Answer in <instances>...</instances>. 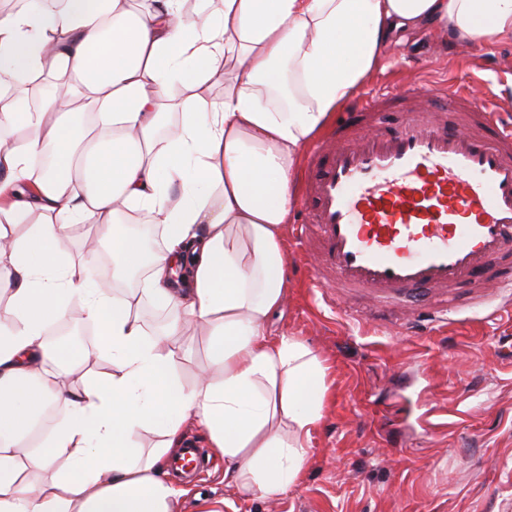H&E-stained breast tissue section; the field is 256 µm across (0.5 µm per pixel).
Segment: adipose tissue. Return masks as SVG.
Wrapping results in <instances>:
<instances>
[{"instance_id": "1", "label": "adipose tissue", "mask_w": 512, "mask_h": 512, "mask_svg": "<svg viewBox=\"0 0 512 512\" xmlns=\"http://www.w3.org/2000/svg\"><path fill=\"white\" fill-rule=\"evenodd\" d=\"M63 0L53 11L0 7V512H174L163 472L199 418L239 492L277 496L307 463L324 416L326 366L268 322L288 289L284 229L303 149L379 67L398 29L431 27L458 44L512 40V0ZM222 97L207 96L216 76ZM92 110L76 136L63 115ZM178 113L168 122L169 113ZM51 147L54 170L32 178ZM140 212L163 245L118 230ZM43 221L15 232L30 214ZM112 231V279L141 274L131 298L66 258L70 225ZM167 311L147 339L131 301ZM78 305L112 371L75 389L79 357L48 350V325ZM210 331V368L192 387L170 339ZM67 415L21 454L45 408ZM158 437L142 449V433ZM48 471L34 482L29 469Z\"/></svg>"}]
</instances>
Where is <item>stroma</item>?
<instances>
[{
  "instance_id": "1",
  "label": "stroma",
  "mask_w": 512,
  "mask_h": 512,
  "mask_svg": "<svg viewBox=\"0 0 512 512\" xmlns=\"http://www.w3.org/2000/svg\"><path fill=\"white\" fill-rule=\"evenodd\" d=\"M473 86V102L496 98L512 112V40L470 47L441 42L430 28L397 32L371 92L391 82ZM269 331L306 344L328 367L331 398L315 428L297 482L274 499L240 494L225 483L224 461L204 429L178 512L224 499V512H512V298L477 300L458 292L461 320L412 335L369 323L370 304L336 305L331 288L310 290L299 254ZM210 338L186 329L172 340L177 373L193 385L209 364ZM447 414L434 429L432 414Z\"/></svg>"
}]
</instances>
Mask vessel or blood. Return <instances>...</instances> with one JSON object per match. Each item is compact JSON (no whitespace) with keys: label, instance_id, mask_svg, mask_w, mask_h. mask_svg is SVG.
Returning <instances> with one entry per match:
<instances>
[{"label":"vessel or blood","instance_id":"obj_1","mask_svg":"<svg viewBox=\"0 0 512 512\" xmlns=\"http://www.w3.org/2000/svg\"><path fill=\"white\" fill-rule=\"evenodd\" d=\"M433 98L439 108L410 88L359 95L306 154L295 228L308 287L366 298L379 321L411 333L422 290L439 299L438 323L481 278L512 293L499 274L512 245V127L472 107L465 86H438ZM393 108L405 118L388 130L381 115Z\"/></svg>","mask_w":512,"mask_h":512}]
</instances>
